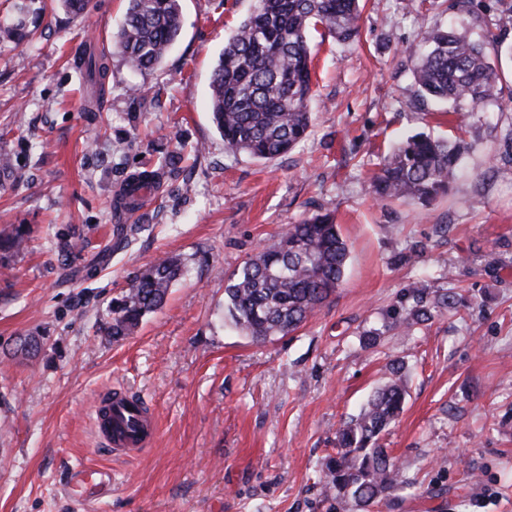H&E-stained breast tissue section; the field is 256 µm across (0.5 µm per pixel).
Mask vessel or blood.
Returning <instances> with one entry per match:
<instances>
[{
  "mask_svg": "<svg viewBox=\"0 0 512 512\" xmlns=\"http://www.w3.org/2000/svg\"><path fill=\"white\" fill-rule=\"evenodd\" d=\"M93 415L102 441L116 456L142 451L156 433L155 417L141 402L117 388L99 398Z\"/></svg>",
  "mask_w": 512,
  "mask_h": 512,
  "instance_id": "obj_1",
  "label": "vessel or blood"
}]
</instances>
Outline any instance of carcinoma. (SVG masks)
Segmentation results:
<instances>
[{"instance_id": "1", "label": "carcinoma", "mask_w": 512, "mask_h": 512, "mask_svg": "<svg viewBox=\"0 0 512 512\" xmlns=\"http://www.w3.org/2000/svg\"><path fill=\"white\" fill-rule=\"evenodd\" d=\"M360 0H254L249 15L228 39L210 77L211 119L232 152L258 160L281 157L309 133L311 96L310 25H323L339 41L360 31ZM182 30L180 0H128L113 45L127 65L146 72L159 67ZM512 59L491 28L476 40L463 26L426 32L409 53L411 74L422 102L473 107L498 102L501 69L491 58ZM84 84L102 87L108 66L103 53L86 52L78 61ZM465 150L449 141L416 133L384 159L372 193L382 201L426 205L448 193ZM157 171L127 183L132 198L150 186ZM82 231L74 227L58 242L66 262ZM26 232L15 228L0 236V252L26 248ZM348 258V246L334 215L317 213L288 225L226 279L225 315L255 341H271L296 331L335 295ZM185 263L170 258L140 270L129 287L112 300L114 339L130 335L160 309ZM413 304L394 310L390 329L411 330L457 304L456 295L409 285ZM407 396L405 364L395 361L391 377L370 395L364 410L336 431V452L325 459L326 495L367 508L408 484L404 469L380 444L382 434L403 412Z\"/></svg>"}]
</instances>
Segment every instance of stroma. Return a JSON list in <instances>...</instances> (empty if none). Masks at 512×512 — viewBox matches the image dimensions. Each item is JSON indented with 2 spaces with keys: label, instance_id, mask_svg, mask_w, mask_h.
Wrapping results in <instances>:
<instances>
[{
  "label": "stroma",
  "instance_id": "35a3bbf8",
  "mask_svg": "<svg viewBox=\"0 0 512 512\" xmlns=\"http://www.w3.org/2000/svg\"><path fill=\"white\" fill-rule=\"evenodd\" d=\"M0 0L31 41L0 43V230L28 247L0 274V512H358L325 499L322 463L336 431L403 361L408 396L381 444L410 487L370 512H512V70L502 106L457 124L417 97L406 52L448 22L512 46V0H363L358 37L309 31L313 127L271 162L228 151L211 121L209 81L253 0H182L183 28L161 67L130 70L112 34L125 0L67 14L59 0ZM108 48L102 100L73 57ZM463 137L447 196L409 207L375 200L383 157L417 132ZM179 169L161 170L170 153ZM161 170L160 188L123 211L122 182ZM319 212L349 248L335 296L291 335L256 343L224 317V285L257 246ZM85 248L61 277L69 225ZM129 229L111 249L112 229ZM178 256L186 272L129 336L108 335L113 297L145 265ZM462 296L458 310L383 332L414 280ZM381 329L376 344L362 333ZM40 348L21 356L19 338ZM124 389L158 430L119 459L98 440L99 396Z\"/></svg>",
  "mask_w": 512,
  "mask_h": 512
}]
</instances>
